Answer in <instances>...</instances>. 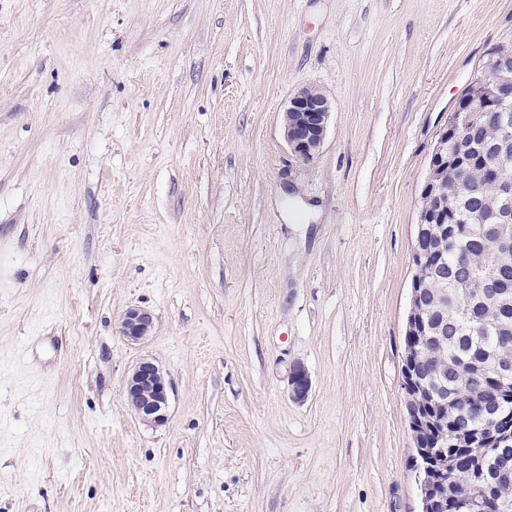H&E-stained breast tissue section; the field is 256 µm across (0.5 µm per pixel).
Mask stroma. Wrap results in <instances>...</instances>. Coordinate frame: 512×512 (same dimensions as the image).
Listing matches in <instances>:
<instances>
[{"mask_svg": "<svg viewBox=\"0 0 512 512\" xmlns=\"http://www.w3.org/2000/svg\"><path fill=\"white\" fill-rule=\"evenodd\" d=\"M506 43L512 0H0V512H421V192ZM143 358L160 426L124 395ZM331 98L314 86L302 87L289 98L282 128L289 149L309 161L323 145L332 116ZM120 328L122 335L129 341L139 343L151 334L154 328L153 316L147 310L131 308L124 314ZM126 399L137 417L151 426L163 424L168 415L169 391L162 369L149 359H142L126 381ZM150 394L145 400L141 395ZM290 396L293 400L304 401L311 390V379L308 371L301 364H296L291 373Z\"/></svg>", "mask_w": 512, "mask_h": 512, "instance_id": "obj_1", "label": "stroma"}]
</instances>
